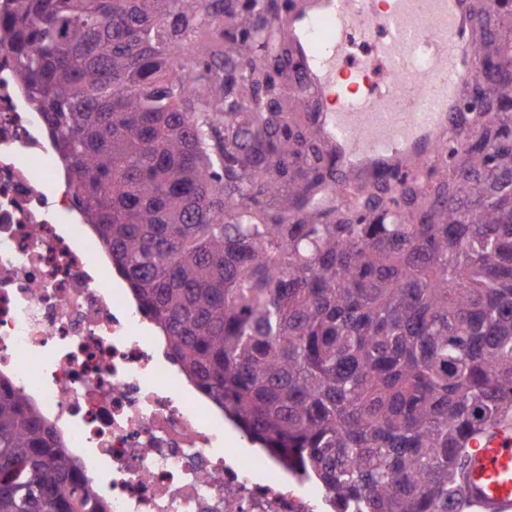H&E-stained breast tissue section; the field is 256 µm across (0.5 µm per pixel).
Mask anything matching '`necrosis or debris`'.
<instances>
[{
    "mask_svg": "<svg viewBox=\"0 0 512 512\" xmlns=\"http://www.w3.org/2000/svg\"><path fill=\"white\" fill-rule=\"evenodd\" d=\"M7 58L0 48V377L37 406L107 512H329L321 484L231 441L168 355L79 222L76 184Z\"/></svg>",
    "mask_w": 512,
    "mask_h": 512,
    "instance_id": "4bbe7bcc",
    "label": "necrosis or debris"
}]
</instances>
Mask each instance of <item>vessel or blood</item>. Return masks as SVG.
Returning <instances> with one entry per match:
<instances>
[{
  "mask_svg": "<svg viewBox=\"0 0 512 512\" xmlns=\"http://www.w3.org/2000/svg\"><path fill=\"white\" fill-rule=\"evenodd\" d=\"M496 0H301L281 29L302 64L297 89L313 110L321 142L335 154L342 185L364 182L369 171L354 158L407 148L390 171L419 175L433 160L439 138L468 132L455 126L464 92L474 84L476 19ZM371 42V55L354 57L353 35ZM467 491L484 512H512V432L475 445Z\"/></svg>",
  "mask_w": 512,
  "mask_h": 512,
  "instance_id": "obj_1",
  "label": "vessel or blood"
}]
</instances>
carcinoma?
Here are the masks:
<instances>
[{
    "label": "carcinoma",
    "instance_id": "obj_1",
    "mask_svg": "<svg viewBox=\"0 0 512 512\" xmlns=\"http://www.w3.org/2000/svg\"><path fill=\"white\" fill-rule=\"evenodd\" d=\"M278 0H0V46L76 206L185 374L334 512H480L471 442L512 430V59L496 116L341 206L286 99ZM224 28L196 42L210 20ZM190 46L198 64L177 69ZM0 378V512H106Z\"/></svg>",
    "mask_w": 512,
    "mask_h": 512
}]
</instances>
